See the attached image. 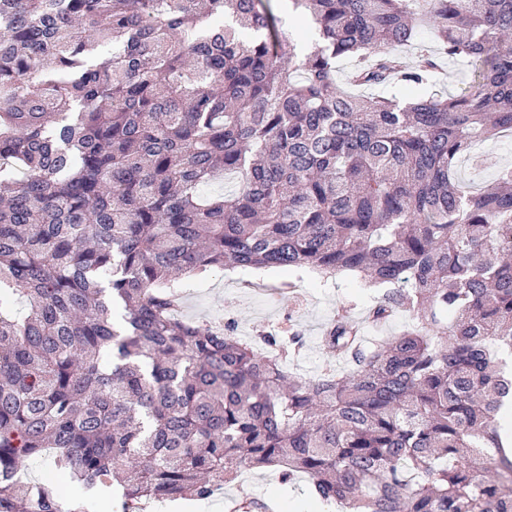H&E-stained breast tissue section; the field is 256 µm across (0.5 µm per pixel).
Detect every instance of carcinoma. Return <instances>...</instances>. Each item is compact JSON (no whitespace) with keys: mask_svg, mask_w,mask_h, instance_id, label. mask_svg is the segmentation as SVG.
Instances as JSON below:
<instances>
[{"mask_svg":"<svg viewBox=\"0 0 512 512\" xmlns=\"http://www.w3.org/2000/svg\"><path fill=\"white\" fill-rule=\"evenodd\" d=\"M289 2L300 60L271 0H0V512H87L19 482L50 450L120 512L272 465L342 512H512V168L455 175L512 132V0ZM341 58L354 87L471 78L403 106ZM216 267L359 276L390 286L368 322L411 323L337 316L344 367L304 378L299 331L176 317ZM276 2L279 3L280 9H282V18H283V21L285 22L284 29L287 33V42L285 44V56L287 57L288 50H289V48L292 47V45H295L297 43L312 44V36H311V33L308 31V29L302 23L287 16L288 10L285 9L286 7H285L284 3H288V2H283V1H276ZM302 29H305L307 31V36L305 38H303L301 36ZM288 37H289V46H288ZM470 75L471 67L467 63H457L449 68L446 64L443 78L438 81L436 87L430 88L428 93L434 89L445 91L447 94L454 93L459 87L463 86V83L470 80ZM409 322V316L407 312L398 311L394 314L391 321L384 326L381 327H373L365 323L363 325V336L368 341H372L374 339H393L401 334V332L406 328Z\"/></svg>","mask_w":512,"mask_h":512,"instance_id":"carcinoma-1","label":"carcinoma"}]
</instances>
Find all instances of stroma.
Instances as JSON below:
<instances>
[{"label":"stroma","instance_id":"1","mask_svg":"<svg viewBox=\"0 0 512 512\" xmlns=\"http://www.w3.org/2000/svg\"><path fill=\"white\" fill-rule=\"evenodd\" d=\"M286 277V272L277 269L215 270L204 281L189 283L178 314L195 321L234 319L242 336L295 325L307 341L300 362V371L307 377L317 374L328 362L320 336L325 324L341 308H350L353 318L363 322V334L370 341L395 338L409 322L407 312L399 311L384 326L366 324L368 308L382 297L383 291L366 286L354 276L340 275L323 284L307 274L295 295L277 294V287ZM255 498L274 502L276 512H325L320 503L309 497L305 480L282 482L274 467L240 474L212 497L191 500L189 512H228L232 503Z\"/></svg>","mask_w":512,"mask_h":512}]
</instances>
